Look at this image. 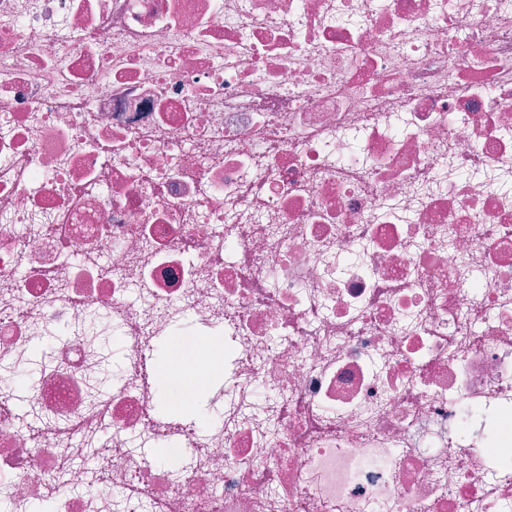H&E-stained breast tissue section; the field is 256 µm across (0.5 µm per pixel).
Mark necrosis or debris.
I'll return each instance as SVG.
<instances>
[{
	"instance_id": "1",
	"label": "necrosis or debris",
	"mask_w": 512,
	"mask_h": 512,
	"mask_svg": "<svg viewBox=\"0 0 512 512\" xmlns=\"http://www.w3.org/2000/svg\"><path fill=\"white\" fill-rule=\"evenodd\" d=\"M175 330L202 374L224 335L205 433L159 411ZM0 479L15 512H502L512 0H0ZM178 336H172L166 343L160 346V349L154 356V364L159 370L173 369L180 371L183 369V373L186 376L190 370V366L193 362L189 359H184L176 355L171 345Z\"/></svg>"
}]
</instances>
